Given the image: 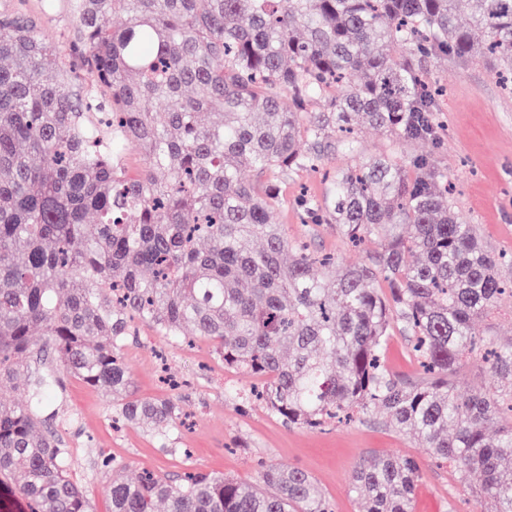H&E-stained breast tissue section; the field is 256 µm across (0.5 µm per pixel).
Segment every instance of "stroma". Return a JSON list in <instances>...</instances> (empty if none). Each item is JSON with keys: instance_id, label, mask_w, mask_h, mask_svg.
I'll return each mask as SVG.
<instances>
[{"instance_id": "1", "label": "stroma", "mask_w": 512, "mask_h": 512, "mask_svg": "<svg viewBox=\"0 0 512 512\" xmlns=\"http://www.w3.org/2000/svg\"><path fill=\"white\" fill-rule=\"evenodd\" d=\"M15 8L38 19L46 42L65 48L73 27L68 0H56L51 11L45 10L43 0H0V10ZM434 76L443 90L439 103L444 129L439 141L398 143L382 131L360 127L356 152L329 155L317 172L280 177V201L271 221L281 225L289 239L335 254L339 265L362 263L364 250L349 246L335 225L304 222L295 200L304 188L321 194L327 176L336 170L395 153L426 158L447 172L455 209L476 226L481 243L493 253H511L512 94L499 84L492 63L479 56L463 65L439 61ZM123 356L137 396L165 397L163 376L182 381L181 404L191 425L174 431L170 449H163L139 428L113 427L111 407L100 390L75 377L65 379L53 398L58 433L73 478L91 492L92 512H111L105 487L116 461L128 465L133 475L152 471L172 477L190 466L247 481L256 479L264 463L300 468L313 476L334 512H357L351 486L355 464L390 454L412 456L420 465L414 512H488L490 508L489 503L457 496L448 466L425 454L414 439L387 427L380 414L306 430L288 426L260 408H241L226 388L231 383L246 385L247 377L228 373L206 341L188 346L142 324ZM185 448L190 449V457L182 456Z\"/></svg>"}]
</instances>
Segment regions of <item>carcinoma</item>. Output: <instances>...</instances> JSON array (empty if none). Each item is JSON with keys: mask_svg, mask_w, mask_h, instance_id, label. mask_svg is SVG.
Segmentation results:
<instances>
[{"mask_svg": "<svg viewBox=\"0 0 512 512\" xmlns=\"http://www.w3.org/2000/svg\"><path fill=\"white\" fill-rule=\"evenodd\" d=\"M71 2L77 58L52 82L60 50L31 16L0 13V387L20 394L0 402V512H89L48 411L64 374L168 447L179 401L134 396L121 356L138 322L182 340L193 328L259 381L230 397L289 426L382 412L464 495L512 512V341L491 350L480 328L512 281L458 216L448 175L382 154L300 200L373 244L348 267L270 223L266 179L354 152L357 122L436 140L425 63L487 55L512 71V0H122L119 30L115 0ZM129 149L145 156L135 173ZM396 330L427 377L388 367ZM49 355L58 367L29 368ZM470 360L491 382L462 391L453 375ZM123 470L112 512H332L299 468L263 464L256 483ZM419 473L403 455L355 467L359 512H413Z\"/></svg>", "mask_w": 512, "mask_h": 512, "instance_id": "obj_1", "label": "carcinoma"}]
</instances>
